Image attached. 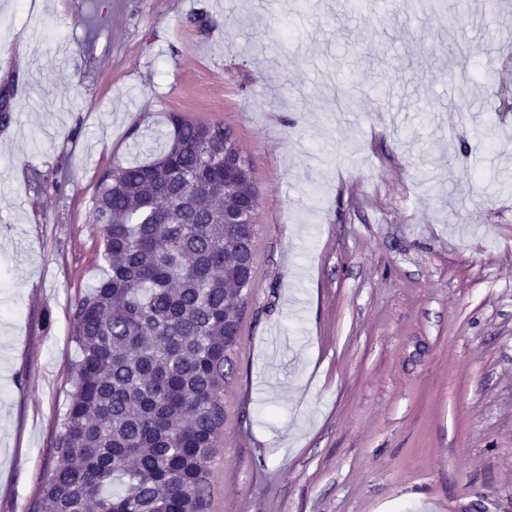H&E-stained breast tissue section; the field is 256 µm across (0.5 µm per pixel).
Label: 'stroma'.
I'll return each instance as SVG.
<instances>
[{
  "mask_svg": "<svg viewBox=\"0 0 512 512\" xmlns=\"http://www.w3.org/2000/svg\"><path fill=\"white\" fill-rule=\"evenodd\" d=\"M447 4L0 0V512L57 464L97 179L172 112L258 194L213 512H512V0Z\"/></svg>",
  "mask_w": 512,
  "mask_h": 512,
  "instance_id": "stroma-1",
  "label": "stroma"
}]
</instances>
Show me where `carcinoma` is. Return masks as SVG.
Here are the masks:
<instances>
[{
    "label": "carcinoma",
    "instance_id": "1",
    "mask_svg": "<svg viewBox=\"0 0 512 512\" xmlns=\"http://www.w3.org/2000/svg\"><path fill=\"white\" fill-rule=\"evenodd\" d=\"M167 121L149 159L97 180L106 272L71 312L74 390L30 512H211L255 239L224 212L257 192L224 179V155L204 159L224 124Z\"/></svg>",
    "mask_w": 512,
    "mask_h": 512
}]
</instances>
